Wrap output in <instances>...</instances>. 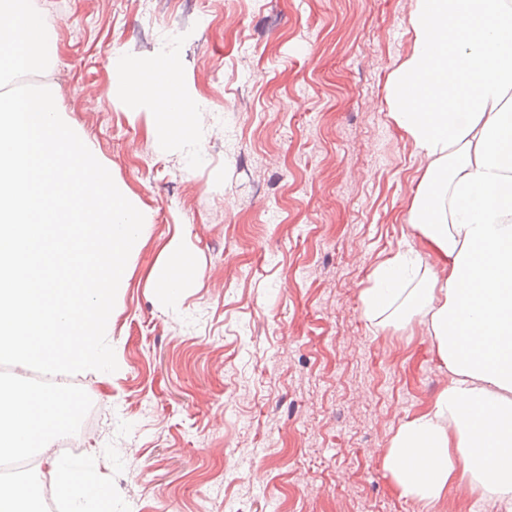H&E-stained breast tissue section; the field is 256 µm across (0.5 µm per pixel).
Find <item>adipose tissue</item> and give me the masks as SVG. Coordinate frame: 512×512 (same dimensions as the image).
<instances>
[{"label":"adipose tissue","mask_w":512,"mask_h":512,"mask_svg":"<svg viewBox=\"0 0 512 512\" xmlns=\"http://www.w3.org/2000/svg\"><path fill=\"white\" fill-rule=\"evenodd\" d=\"M411 28L387 101L424 162L408 215L421 246L375 267L360 300L374 326H420L448 379L382 463L420 512L459 485L512 512V0H415ZM110 63L116 91L152 110L170 87L192 102L175 49Z\"/></svg>","instance_id":"obj_1"}]
</instances>
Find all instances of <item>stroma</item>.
Returning <instances> with one entry per match:
<instances>
[{
    "mask_svg": "<svg viewBox=\"0 0 512 512\" xmlns=\"http://www.w3.org/2000/svg\"><path fill=\"white\" fill-rule=\"evenodd\" d=\"M59 60L27 76L144 217L112 311L118 369L82 452L130 512H414L382 454L446 380L419 327L359 299L417 240L423 160L387 104L412 0H32ZM172 46L198 112L162 142L118 98L112 49ZM197 268L157 288L174 253ZM115 444L114 473L104 454Z\"/></svg>",
    "mask_w": 512,
    "mask_h": 512,
    "instance_id": "35a3bbf8",
    "label": "stroma"
}]
</instances>
